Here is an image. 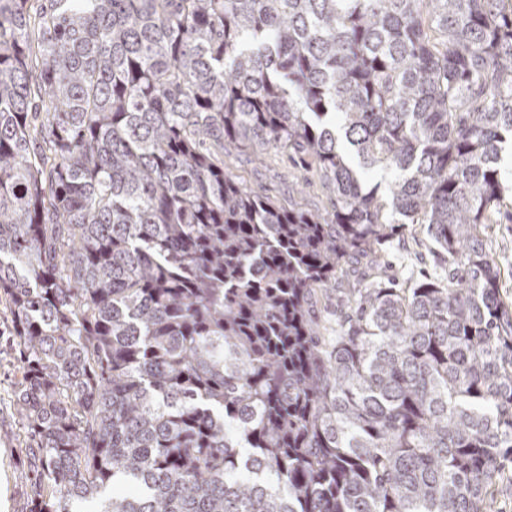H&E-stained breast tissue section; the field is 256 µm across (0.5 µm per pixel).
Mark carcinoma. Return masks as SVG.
Here are the masks:
<instances>
[{"label":"carcinoma","instance_id":"carcinoma-1","mask_svg":"<svg viewBox=\"0 0 512 512\" xmlns=\"http://www.w3.org/2000/svg\"><path fill=\"white\" fill-rule=\"evenodd\" d=\"M226 145L302 156L332 210ZM509 146L512 0H0L24 512H493ZM399 224L441 278L388 274ZM224 171L232 174L251 192L276 204L321 212L331 211V198L317 177L299 157L288 159L283 150L268 148L257 159L250 151H224ZM489 230L492 239V253L501 268L502 281L507 288H502L512 299V224H493ZM497 225V226H496Z\"/></svg>","mask_w":512,"mask_h":512}]
</instances>
